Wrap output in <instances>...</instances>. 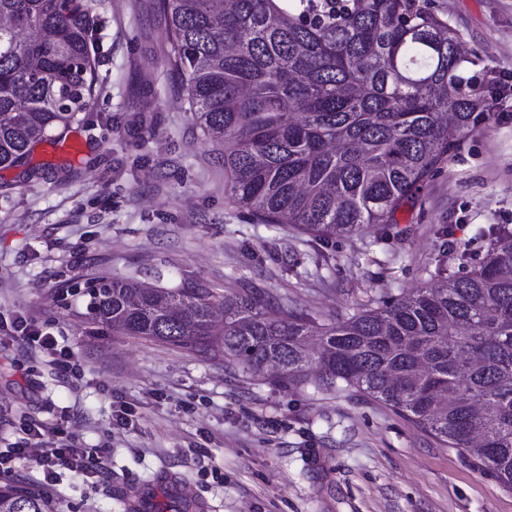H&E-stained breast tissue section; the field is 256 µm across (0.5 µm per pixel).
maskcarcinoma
<instances>
[{
    "instance_id": "obj_1",
    "label": "carcinoma",
    "mask_w": 512,
    "mask_h": 512,
    "mask_svg": "<svg viewBox=\"0 0 512 512\" xmlns=\"http://www.w3.org/2000/svg\"><path fill=\"white\" fill-rule=\"evenodd\" d=\"M98 0H0V167L58 144L86 111ZM165 61L204 134L224 145V193L265 224L318 240L393 223L438 165L491 118L467 71L478 51L428 0H159ZM460 276L348 317L99 274L94 320L120 336L222 358L280 386L354 390L512 489V231L491 224ZM317 363L310 381L306 368ZM0 512H52L0 485Z\"/></svg>"
}]
</instances>
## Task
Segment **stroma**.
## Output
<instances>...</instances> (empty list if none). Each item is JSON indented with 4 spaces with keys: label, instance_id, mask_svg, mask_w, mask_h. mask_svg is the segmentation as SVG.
<instances>
[{
    "label": "stroma",
    "instance_id": "obj_1",
    "mask_svg": "<svg viewBox=\"0 0 512 512\" xmlns=\"http://www.w3.org/2000/svg\"><path fill=\"white\" fill-rule=\"evenodd\" d=\"M489 77L512 73V0H433ZM92 108L67 135L0 170V318H23L75 351L61 373L0 334V439L27 421L105 448L102 472L59 470L18 486L54 512H512V489L460 451L353 391L277 386L238 366L117 336L90 318L92 273L201 280L326 317L434 283L449 245L480 261L481 227L512 230V100L464 139L385 230L319 242L265 224L224 193L207 140L164 61L157 0H101Z\"/></svg>",
    "mask_w": 512,
    "mask_h": 512
}]
</instances>
